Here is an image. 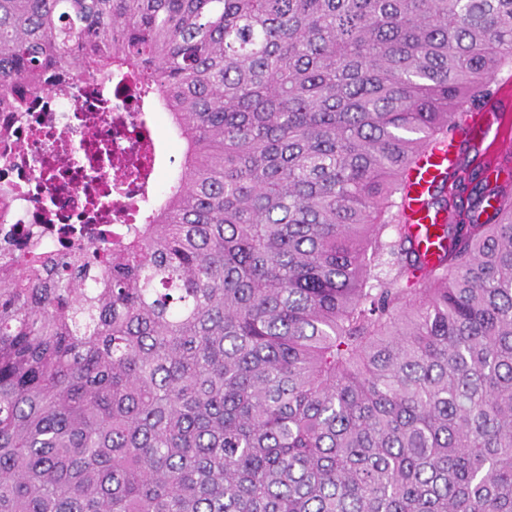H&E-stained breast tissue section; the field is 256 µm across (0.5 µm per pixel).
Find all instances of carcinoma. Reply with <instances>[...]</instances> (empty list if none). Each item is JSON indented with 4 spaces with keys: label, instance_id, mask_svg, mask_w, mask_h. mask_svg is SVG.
Returning <instances> with one entry per match:
<instances>
[{
    "label": "carcinoma",
    "instance_id": "carcinoma-1",
    "mask_svg": "<svg viewBox=\"0 0 512 512\" xmlns=\"http://www.w3.org/2000/svg\"><path fill=\"white\" fill-rule=\"evenodd\" d=\"M509 64L512 0H0V107L115 76L184 142L0 249V512H512V193L442 171L430 252L407 191Z\"/></svg>",
    "mask_w": 512,
    "mask_h": 512
}]
</instances>
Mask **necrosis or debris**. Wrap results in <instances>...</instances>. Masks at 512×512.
<instances>
[{
    "mask_svg": "<svg viewBox=\"0 0 512 512\" xmlns=\"http://www.w3.org/2000/svg\"><path fill=\"white\" fill-rule=\"evenodd\" d=\"M131 89L79 82L66 91L45 89L24 112L0 110V239L35 236L56 250L71 230L90 237L132 221L143 182L115 178L113 166L136 162L159 171L158 143L133 116Z\"/></svg>",
    "mask_w": 512,
    "mask_h": 512,
    "instance_id": "obj_1",
    "label": "necrosis or debris"
}]
</instances>
